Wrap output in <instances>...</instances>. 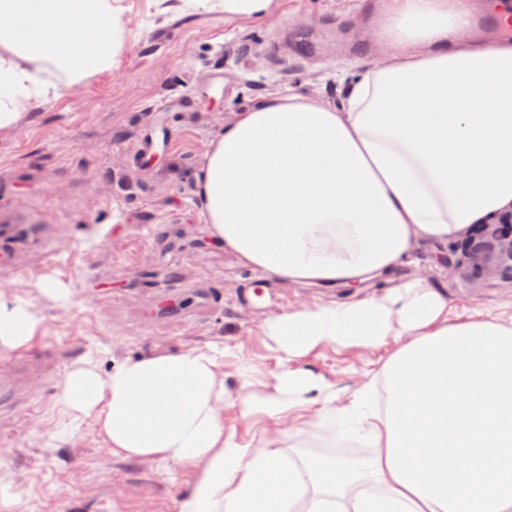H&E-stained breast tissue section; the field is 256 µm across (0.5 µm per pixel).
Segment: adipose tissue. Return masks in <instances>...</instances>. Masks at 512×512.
<instances>
[{
  "mask_svg": "<svg viewBox=\"0 0 512 512\" xmlns=\"http://www.w3.org/2000/svg\"><path fill=\"white\" fill-rule=\"evenodd\" d=\"M114 0H0V129L60 87L110 70L126 38ZM383 65L346 82L339 106L275 94L210 143L196 177L212 234L252 267L326 288L409 262L414 242L445 241L512 209V40L473 39L466 0H389ZM38 320L0 296V352L27 345ZM285 356L325 343L401 345L386 401L364 388L345 405L310 375L283 371L242 414L278 419L309 395L374 454L288 459L224 423V368L248 362L207 346L68 371L56 401L94 418L114 455L196 472L177 512H512V319L448 320L424 286L324 305L264 326Z\"/></svg>",
  "mask_w": 512,
  "mask_h": 512,
  "instance_id": "ef3b65f1",
  "label": "adipose tissue"
}]
</instances>
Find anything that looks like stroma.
I'll use <instances>...</instances> for the list:
<instances>
[{
  "label": "stroma",
  "mask_w": 512,
  "mask_h": 512,
  "mask_svg": "<svg viewBox=\"0 0 512 512\" xmlns=\"http://www.w3.org/2000/svg\"><path fill=\"white\" fill-rule=\"evenodd\" d=\"M159 12L156 0H121L127 37L109 71L32 103L0 130V293L28 301L39 321L26 353L36 373L0 352V475L13 478L0 512H177L195 473L110 454L93 419L65 425L56 387L75 365L179 354L221 344L252 367L224 370L233 399L269 388L287 369L329 384L348 403L397 347L325 344L291 359L265 336L285 313L365 296L413 279L445 302L449 321L474 311L512 313V273L473 267L459 239L418 242L411 264L365 287L321 288L255 270L216 241L196 176L209 141L276 93L339 101L337 77L379 64V0H278L268 18L223 11ZM69 289L61 307L43 284ZM253 447L287 437L301 456L330 433L318 405L302 418L224 412Z\"/></svg>",
  "instance_id": "obj_1"
}]
</instances>
